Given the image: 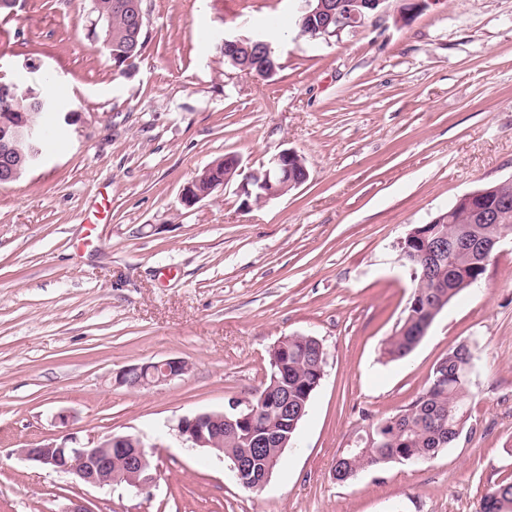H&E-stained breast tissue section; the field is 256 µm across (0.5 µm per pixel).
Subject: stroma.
<instances>
[{"label":"stroma","instance_id":"35a3bbf8","mask_svg":"<svg viewBox=\"0 0 512 512\" xmlns=\"http://www.w3.org/2000/svg\"><path fill=\"white\" fill-rule=\"evenodd\" d=\"M404 5L310 43L295 0H146L149 39L122 75L87 35L90 0L0 15V68L74 115L61 128L48 117L41 163L0 186V512H63L74 497L90 512H480L512 482V230L480 287L406 357L383 354L414 291L398 241L512 180V0ZM226 35L270 39L276 73L225 67ZM285 150L309 170L287 195L248 206L233 183L184 204L214 160L261 170ZM296 335L321 340L325 375L293 447L247 491L176 426L251 399L273 347ZM463 342L474 372L460 439L428 463L336 482L341 449ZM171 359L187 372L119 381ZM112 434L150 448L149 493L101 491L23 454ZM182 360H167L136 365L124 370L119 381L131 388H142L170 381L187 371Z\"/></svg>","mask_w":512,"mask_h":512}]
</instances>
